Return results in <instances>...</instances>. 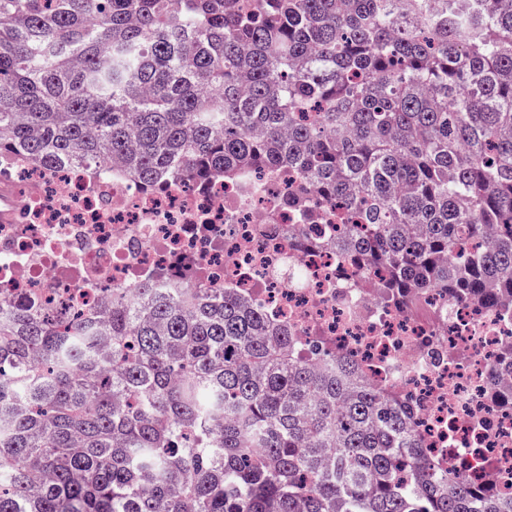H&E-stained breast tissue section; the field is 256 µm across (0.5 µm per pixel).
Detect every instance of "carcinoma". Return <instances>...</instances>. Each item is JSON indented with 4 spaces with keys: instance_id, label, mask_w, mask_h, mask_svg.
<instances>
[{
    "instance_id": "carcinoma-1",
    "label": "carcinoma",
    "mask_w": 512,
    "mask_h": 512,
    "mask_svg": "<svg viewBox=\"0 0 512 512\" xmlns=\"http://www.w3.org/2000/svg\"><path fill=\"white\" fill-rule=\"evenodd\" d=\"M251 169L404 308L512 319V0H0V169ZM0 512H512L229 288L0 300Z\"/></svg>"
}]
</instances>
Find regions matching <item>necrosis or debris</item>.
<instances>
[{"mask_svg": "<svg viewBox=\"0 0 512 512\" xmlns=\"http://www.w3.org/2000/svg\"><path fill=\"white\" fill-rule=\"evenodd\" d=\"M18 212L0 224V288L36 295L60 318L97 306L109 289L181 284L192 272L232 288L287 324L303 350L352 358L363 375L408 402L431 453L480 486L512 497V406L489 395L512 321L473 303L426 293L408 310L387 303L377 276L335 247V210L316 221L289 208L287 170L203 188L133 185L87 169L13 166Z\"/></svg>", "mask_w": 512, "mask_h": 512, "instance_id": "obj_1", "label": "necrosis or debris"}]
</instances>
